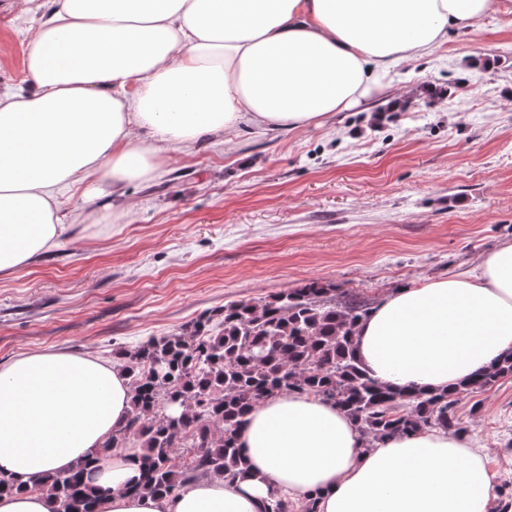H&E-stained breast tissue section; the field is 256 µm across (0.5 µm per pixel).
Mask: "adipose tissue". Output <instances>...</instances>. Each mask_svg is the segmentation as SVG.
I'll return each mask as SVG.
<instances>
[{"instance_id":"1","label":"adipose tissue","mask_w":512,"mask_h":512,"mask_svg":"<svg viewBox=\"0 0 512 512\" xmlns=\"http://www.w3.org/2000/svg\"><path fill=\"white\" fill-rule=\"evenodd\" d=\"M501 0H54L28 41L29 89L0 97V278L67 231L59 189L87 198L154 180L159 144L194 146L249 125L319 126L366 103L396 66L452 31L480 30ZM147 131L154 146L139 138ZM512 352V243L474 276L388 294L359 324L355 354L397 390L445 391ZM131 414L119 364L44 349L0 367V512H53L34 482L101 456L100 512H264L270 490L318 512H488L483 449L441 429L366 447L320 398L284 391L254 406L235 481L133 494L140 459L106 448Z\"/></svg>"}]
</instances>
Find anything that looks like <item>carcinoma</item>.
<instances>
[{"label":"carcinoma","instance_id":"carcinoma-1","mask_svg":"<svg viewBox=\"0 0 512 512\" xmlns=\"http://www.w3.org/2000/svg\"><path fill=\"white\" fill-rule=\"evenodd\" d=\"M372 310L348 290L310 280L263 299L227 302L217 320L204 316L183 333L115 352L130 379L132 412L106 447L141 449L134 492L174 494L212 475L234 480L243 465L237 441L245 415L282 391L332 402L371 446L426 429L466 432L458 397L512 375L510 356L452 391H393L354 354L358 323ZM94 463L79 461L36 483L54 512H98ZM293 509L273 491L265 512Z\"/></svg>","mask_w":512,"mask_h":512}]
</instances>
